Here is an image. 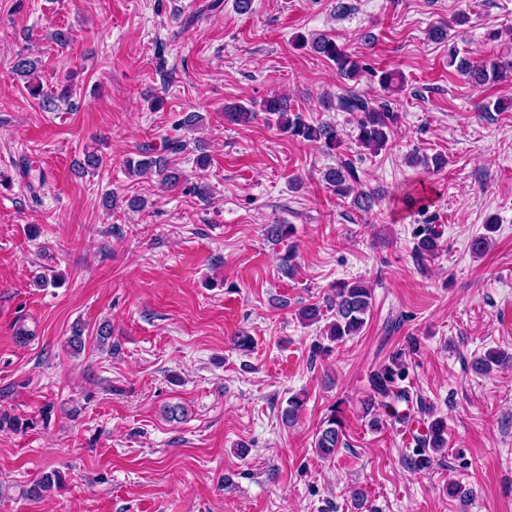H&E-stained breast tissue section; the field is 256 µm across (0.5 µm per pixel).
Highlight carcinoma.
<instances>
[{"label": "carcinoma", "mask_w": 512, "mask_h": 512, "mask_svg": "<svg viewBox=\"0 0 512 512\" xmlns=\"http://www.w3.org/2000/svg\"><path fill=\"white\" fill-rule=\"evenodd\" d=\"M313 51L336 65L338 73L352 80L364 71V66L357 56L342 49L334 39L327 35H319L311 42ZM448 65L456 67V71L466 79L483 84L491 79H496L504 71L512 72V61L503 63L478 64L459 57L456 47L448 48ZM334 104L327 103V106ZM343 112L359 114L358 136L359 145L368 149L379 150L385 147L389 141L398 118L388 105L379 104L357 94L349 93L341 96L335 104ZM261 111L267 116L275 118L279 130L288 136L307 142L319 143L326 149L333 151L341 146V137L336 128L327 123H309L301 113L292 112L288 99L284 96H273L264 101ZM257 117V113L249 111L242 105L224 107V120L228 124L248 123ZM203 124V116L197 112H190L175 122V130L193 131ZM187 149V143L179 136L164 139L162 151L147 147L139 153V158L126 160L128 173L134 176L155 175L161 184H173L179 180V174L172 171L169 155L180 154ZM325 181L339 195L347 196L356 193L355 202L362 209L370 208L372 197L364 192H355L359 182L356 170L348 163L342 162L328 169L324 173ZM417 243L414 249V257L418 262H424L433 256L440 247V234L430 225L416 228L413 232ZM372 306L371 289L360 282H339L332 289V295L324 300V304L312 303L304 306L300 312V319L307 324H315L324 317V312H331L332 321L328 325L327 339L331 342L339 341L347 336L356 335L365 325L366 316ZM403 353H395L390 361L369 376L371 393L364 401L365 409H370L375 402L383 403V406L393 410V416L402 420L411 418V409L400 411L397 403L409 402L406 392L402 391L397 381L404 373ZM343 433L341 424L336 420V414H331L324 422V426L316 434L315 448L318 452L330 458L336 455L342 444ZM417 450L409 459L412 469L422 471L431 464L429 452H438L448 444L446 438V424L441 418L428 421L425 433L416 436ZM60 475L56 472L43 476L40 481L27 490L32 497L42 495L51 489Z\"/></svg>", "instance_id": "obj_1"}]
</instances>
